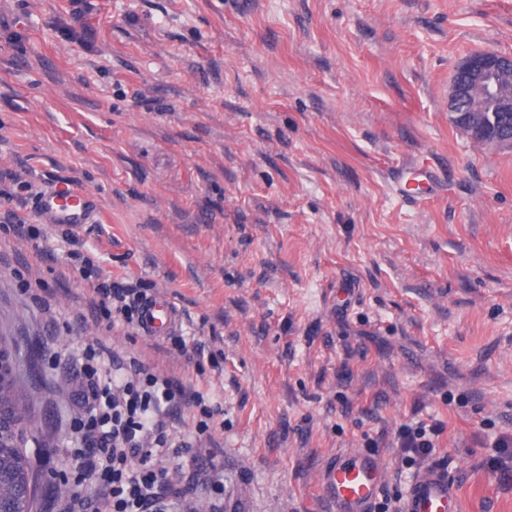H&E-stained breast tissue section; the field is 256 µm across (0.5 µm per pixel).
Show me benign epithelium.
<instances>
[{
    "label": "benign epithelium",
    "instance_id": "benign-epithelium-1",
    "mask_svg": "<svg viewBox=\"0 0 512 512\" xmlns=\"http://www.w3.org/2000/svg\"><path fill=\"white\" fill-rule=\"evenodd\" d=\"M449 96V119L470 130V138L483 146L512 143V89L504 86L512 76V55L479 51L458 62Z\"/></svg>",
    "mask_w": 512,
    "mask_h": 512
}]
</instances>
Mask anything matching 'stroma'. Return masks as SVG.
Listing matches in <instances>:
<instances>
[{
  "instance_id": "obj_1",
  "label": "stroma",
  "mask_w": 512,
  "mask_h": 512,
  "mask_svg": "<svg viewBox=\"0 0 512 512\" xmlns=\"http://www.w3.org/2000/svg\"><path fill=\"white\" fill-rule=\"evenodd\" d=\"M483 50L512 55V0H0V170L27 227L0 229V333L47 455L37 512L75 478L89 342L222 405L207 434L195 410L176 426L198 444L164 459L182 504L210 506L218 470L224 512H333L322 472L360 451L393 512L415 467L391 432L422 421L465 512H512V147L448 114ZM57 181L95 222L38 216ZM88 264L166 293L178 327L95 315Z\"/></svg>"
}]
</instances>
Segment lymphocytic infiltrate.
Returning a JSON list of instances; mask_svg holds the SVG:
<instances>
[{
	"mask_svg": "<svg viewBox=\"0 0 512 512\" xmlns=\"http://www.w3.org/2000/svg\"><path fill=\"white\" fill-rule=\"evenodd\" d=\"M95 293L99 309L114 305L126 323H135L144 298L140 289L107 281L98 284ZM96 355V350H87L76 362L90 381L89 391L75 395L86 414L78 430L90 457L80 466L70 498L83 501L89 489L105 484L110 491L100 499L96 512H167L162 493L166 470L151 463L173 446L167 428L180 418L183 408L194 407L201 415L199 430H208L221 409L207 404L193 386L176 383L138 359L130 360L126 377L99 384V370L93 365ZM437 434L433 425H404L396 431L393 446L402 458L420 464L431 457Z\"/></svg>",
	"mask_w": 512,
	"mask_h": 512,
	"instance_id": "f902f5d3",
	"label": "lymphocytic infiltrate"
}]
</instances>
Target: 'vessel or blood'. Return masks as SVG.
<instances>
[{"mask_svg": "<svg viewBox=\"0 0 512 512\" xmlns=\"http://www.w3.org/2000/svg\"><path fill=\"white\" fill-rule=\"evenodd\" d=\"M37 209L43 220L70 231L80 230L94 217L90 193L65 183L44 192ZM177 322V310L167 294H153L140 307L138 327L143 335L162 336L171 332ZM383 473L376 455H337L323 475L335 512H372ZM402 512H461L460 494L442 469L426 467L412 478Z\"/></svg>", "mask_w": 512, "mask_h": 512, "instance_id": "vessel-or-blood-1", "label": "vessel or blood"}]
</instances>
